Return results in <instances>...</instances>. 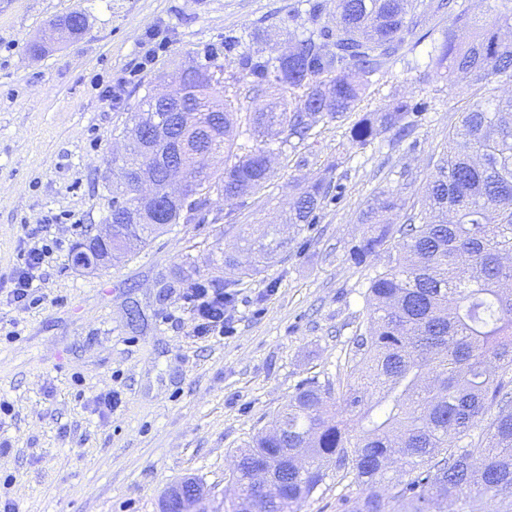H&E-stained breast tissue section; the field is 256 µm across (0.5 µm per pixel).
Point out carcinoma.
<instances>
[{"mask_svg": "<svg viewBox=\"0 0 512 512\" xmlns=\"http://www.w3.org/2000/svg\"><path fill=\"white\" fill-rule=\"evenodd\" d=\"M305 25L276 56L241 60L242 80L269 101L245 108L226 95L213 64L178 72L191 125L175 163L188 189L141 205L132 185L112 196V257L133 253L167 224L191 221L211 192L244 198L267 187L271 161L318 143L317 126L356 111L373 78L415 35L414 0H336L331 26L317 22L319 0H306ZM451 21L418 76L481 90L512 78V15L471 38L470 9L439 0ZM431 102L397 99L363 113L349 129L356 147L381 132L401 140L425 119ZM277 139V148L263 146ZM254 140L249 146L240 139ZM169 147L129 138L119 159L131 171L156 173ZM224 156V169L210 159ZM338 159L301 184L288 215L317 223L339 201ZM423 203L405 210L400 196L380 193L363 212L365 235L350 249L357 264L382 259L392 239L397 256L374 269L367 321L354 339L348 377L338 386L302 383L266 432L239 450L224 512H303L330 470L346 482L336 512H512V96H489L461 113L448 154L422 187ZM403 215L397 225L390 215ZM268 266L289 239L271 224L245 239ZM203 512L198 502L166 497L162 512Z\"/></svg>", "mask_w": 512, "mask_h": 512, "instance_id": "carcinoma-1", "label": "carcinoma"}]
</instances>
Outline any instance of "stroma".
Returning a JSON list of instances; mask_svg holds the SVG:
<instances>
[{
  "label": "stroma",
  "mask_w": 512,
  "mask_h": 512,
  "mask_svg": "<svg viewBox=\"0 0 512 512\" xmlns=\"http://www.w3.org/2000/svg\"><path fill=\"white\" fill-rule=\"evenodd\" d=\"M303 0H0V504L21 512H161L186 479L224 512L239 448L269 425L305 380L335 383L366 319L374 260L355 264L362 212L380 192L411 196L448 151L473 95L443 80L417 82L429 41L406 45L360 103L424 97L432 112L401 141L378 135L349 149L350 121L318 127L306 167L277 165L266 188L243 198L210 194L203 220L169 224L149 245L84 270L76 245L112 209L114 153L141 98L205 55L225 76L239 56L271 54L298 31ZM88 17L81 39L29 51L51 21ZM239 38L225 55L224 39ZM153 63H146L147 52ZM342 157L345 190L318 223L289 229L273 265L233 286L230 333L194 335L182 300L194 282L223 284L224 255L241 225L263 229L286 214L301 180ZM56 216L62 242L46 259L36 305L10 302L28 229ZM241 266L253 256L237 253ZM116 391L117 409H95Z\"/></svg>",
  "instance_id": "1"
}]
</instances>
